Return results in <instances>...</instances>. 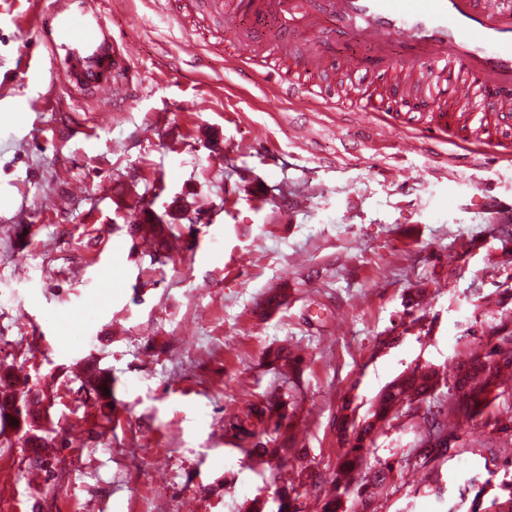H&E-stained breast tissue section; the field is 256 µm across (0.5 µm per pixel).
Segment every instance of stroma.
Returning a JSON list of instances; mask_svg holds the SVG:
<instances>
[{"label": "stroma", "mask_w": 512, "mask_h": 512, "mask_svg": "<svg viewBox=\"0 0 512 512\" xmlns=\"http://www.w3.org/2000/svg\"><path fill=\"white\" fill-rule=\"evenodd\" d=\"M57 4L0 0V359L66 445L50 479L23 435L0 445V512H247L276 486L225 426L281 387L267 350L303 358L296 443L327 475L343 396L367 404L416 365L452 367L468 326L512 319V159L428 148L430 113L391 94L397 71H343L366 43L336 34L337 66L280 99L245 76L263 58L227 67L240 26L105 0L135 75L82 99L43 40ZM371 93L407 123L358 119ZM144 205L193 221L194 246L154 260L127 233ZM90 359L114 380L107 419L76 401ZM486 476L477 456L432 484L410 471L376 508L454 512Z\"/></svg>", "instance_id": "stroma-1"}]
</instances>
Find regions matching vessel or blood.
<instances>
[{"mask_svg":"<svg viewBox=\"0 0 512 512\" xmlns=\"http://www.w3.org/2000/svg\"><path fill=\"white\" fill-rule=\"evenodd\" d=\"M202 7L229 24L247 13L257 24L296 20L313 30L324 12L342 33L380 47L396 42L406 53L396 66L411 74L408 92L437 106L433 133L457 125L460 102L476 108L473 126L464 129L469 136H484L478 122L485 110L512 116V0H203ZM44 35L74 92L96 98L114 90L112 76L123 52L90 0H62ZM329 46L326 35L293 51L284 39L273 46V72H280L288 55L298 60L299 75L289 79L288 94L308 91V77L327 74Z\"/></svg>","mask_w":512,"mask_h":512,"instance_id":"vessel-or-blood-1","label":"vessel or blood"}]
</instances>
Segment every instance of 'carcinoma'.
I'll return each instance as SVG.
<instances>
[{
    "mask_svg": "<svg viewBox=\"0 0 512 512\" xmlns=\"http://www.w3.org/2000/svg\"><path fill=\"white\" fill-rule=\"evenodd\" d=\"M177 225L163 223L151 215L144 224L127 225L128 234L135 239H150L156 245V256L162 263L174 260L173 253L180 252L182 234L175 233ZM473 340L458 353L455 373L447 376L436 367L425 364L416 366L387 384L376 396L366 412L354 399L343 397L336 417V429L342 441L343 452L336 469L327 478L317 474L314 467L304 462L306 454L294 447L291 430L295 423L292 392H275L264 400L248 404L244 416L229 420L230 430L244 439L253 437L257 430H249L245 422L255 419L269 436L265 443L244 449L248 456L266 459L273 482L283 481L277 487L276 497L291 504L300 498L298 490L311 488L319 512H372L370 507L378 490L391 487L395 476L411 468H429L427 476H439V464L463 454L479 455L475 441L462 432L463 427L480 425L492 434L512 441V327L502 322L483 328L478 336L466 330ZM273 361L280 363L284 379L294 376L297 360L288 348L282 346L273 353ZM447 396L440 397L441 388ZM85 406L103 411L112 407V377L88 365L77 389ZM45 398L30 386L28 381L15 387L12 366L0 363V443L9 441V430H25L27 446L31 448L30 465L46 476L53 472L52 457L43 449L52 448L59 441L41 435L43 404ZM411 416L415 439L409 450L392 461H370L369 451L378 437L393 428L399 416ZM447 434L458 441L452 447L428 448L420 451L426 436ZM493 467L486 468L488 478L478 487L470 512H512V455L501 456L499 451H489L484 458ZM293 471L292 478L283 480L282 471ZM509 474V479L498 483L493 477L498 469ZM496 487L488 505H483L487 488Z\"/></svg>",
    "mask_w": 512,
    "mask_h": 512,
    "instance_id": "1",
    "label": "carcinoma"
}]
</instances>
